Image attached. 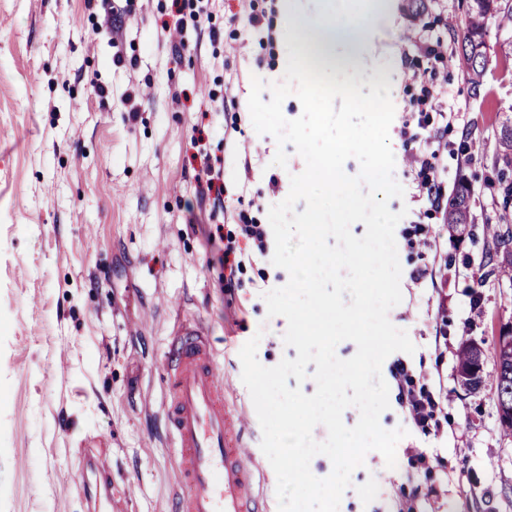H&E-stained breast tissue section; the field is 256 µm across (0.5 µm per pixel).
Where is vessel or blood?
<instances>
[{
  "label": "vessel or blood",
  "mask_w": 512,
  "mask_h": 512,
  "mask_svg": "<svg viewBox=\"0 0 512 512\" xmlns=\"http://www.w3.org/2000/svg\"><path fill=\"white\" fill-rule=\"evenodd\" d=\"M166 360V423L190 489L176 496L174 512H262L261 468L242 438L240 416L224 403V377L203 327L185 324Z\"/></svg>",
  "instance_id": "obj_1"
}]
</instances>
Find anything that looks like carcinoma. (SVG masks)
<instances>
[{"label": "carcinoma", "mask_w": 512, "mask_h": 512, "mask_svg": "<svg viewBox=\"0 0 512 512\" xmlns=\"http://www.w3.org/2000/svg\"><path fill=\"white\" fill-rule=\"evenodd\" d=\"M467 10L462 24L458 25L456 57L460 68L477 92L488 63L490 46L486 36L490 26L499 30L512 29V6L502 5L501 0H466ZM502 120L498 137V152L502 160L512 164V104L501 108ZM471 190L464 182L457 184L448 195L444 223L453 237L460 239L471 223ZM494 381L497 402L504 400L512 406V354L496 367Z\"/></svg>", "instance_id": "cac0c4a2"}]
</instances>
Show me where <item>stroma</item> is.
<instances>
[{
  "mask_svg": "<svg viewBox=\"0 0 512 512\" xmlns=\"http://www.w3.org/2000/svg\"><path fill=\"white\" fill-rule=\"evenodd\" d=\"M279 0H211L199 23L173 0H0V512H93L90 459L112 471L122 512H169L179 490L175 450L163 427V359L177 317L202 322L228 381V404L253 410L239 351L261 334L258 361L296 358L284 317L265 292L287 272L253 254L236 271L213 260L205 233L223 214L224 237L242 245V223L263 224L289 193L303 158L258 134L248 98L252 77L282 81L290 52ZM386 0L377 18L349 0L346 21L371 33L364 65L391 84V199L402 268L401 302L388 318L413 354L386 358L384 429L404 428L395 468L368 452L339 512H512V434L501 423L493 375L497 338L512 325V280L494 275L512 230L502 205L497 153L500 104L512 102V59L491 53L479 92L455 63L449 19L464 0ZM181 33L160 35L162 24ZM440 36L444 62L419 55L412 33ZM432 71L462 120L414 112L413 73ZM104 94H97L94 83ZM239 115L238 129L229 126ZM442 133L440 182L472 190L469 234L452 239L442 212L414 198L402 123ZM218 162L224 196L200 198L205 159ZM427 269L413 283V269ZM484 350L486 380L460 387L462 338ZM435 399L439 430L407 417L398 389Z\"/></svg>",
  "mask_w": 512,
  "mask_h": 512,
  "instance_id": "stroma-1",
  "label": "stroma"
}]
</instances>
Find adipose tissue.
<instances>
[{
    "instance_id": "adipose-tissue-1",
    "label": "adipose tissue",
    "mask_w": 512,
    "mask_h": 512,
    "mask_svg": "<svg viewBox=\"0 0 512 512\" xmlns=\"http://www.w3.org/2000/svg\"><path fill=\"white\" fill-rule=\"evenodd\" d=\"M282 9L290 23L293 50L283 61L290 75H299L311 62H318L326 74L344 72L350 81L364 79L355 61L368 50V30L362 25L337 22L335 6H326L314 20L304 17L298 0H282Z\"/></svg>"
}]
</instances>
